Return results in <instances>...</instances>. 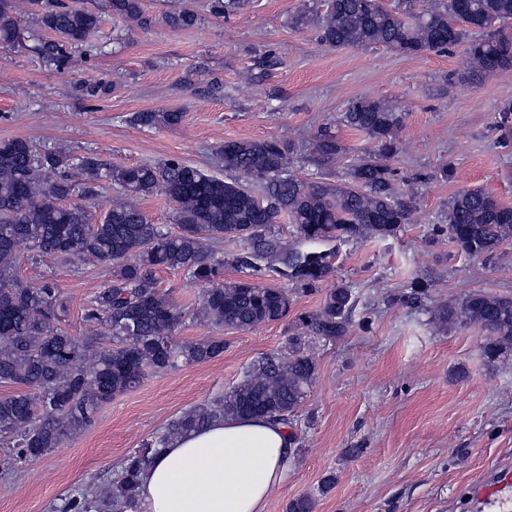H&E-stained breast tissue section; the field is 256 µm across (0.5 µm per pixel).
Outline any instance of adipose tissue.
<instances>
[{"label": "adipose tissue", "instance_id": "1", "mask_svg": "<svg viewBox=\"0 0 512 512\" xmlns=\"http://www.w3.org/2000/svg\"><path fill=\"white\" fill-rule=\"evenodd\" d=\"M293 454L286 425L228 416L162 448L141 475L139 497L146 512H264Z\"/></svg>", "mask_w": 512, "mask_h": 512}]
</instances>
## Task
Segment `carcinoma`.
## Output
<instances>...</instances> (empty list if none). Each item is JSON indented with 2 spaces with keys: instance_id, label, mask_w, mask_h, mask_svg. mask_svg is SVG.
I'll return each mask as SVG.
<instances>
[{
  "instance_id": "1",
  "label": "carcinoma",
  "mask_w": 512,
  "mask_h": 512,
  "mask_svg": "<svg viewBox=\"0 0 512 512\" xmlns=\"http://www.w3.org/2000/svg\"><path fill=\"white\" fill-rule=\"evenodd\" d=\"M20 0H0V47L22 44ZM39 23L51 36L36 47L49 68L75 64V48L101 23L98 13L65 0H31ZM246 0H211L210 12L227 17ZM112 15L140 22L142 0H110ZM295 29L314 28L320 42L336 48L381 45L401 55H423L463 48L469 72L484 76L512 71V0H405L402 10L381 0H327L293 16ZM406 113L388 100L356 98L343 113L346 126L365 134L374 150L352 164L344 179L306 182L290 170L291 149L279 140H233L219 154L222 180L178 160L103 171L93 155L75 156L29 141H0V383L22 391L0 397V438L12 443V456L0 465L38 459L62 439L81 431L97 409L140 383L146 371L173 367L178 358L204 363L224 352V340L174 343L185 312L158 287L159 268L185 270L205 285L196 318L241 331L288 315V290L251 279H224V262L211 243L235 239L243 251L234 264L255 273L266 261L296 289L311 292L333 275L334 250L323 243L386 238L410 223L416 209L411 191L393 185L390 160L401 150L398 133ZM177 112H135L141 127L176 125ZM501 140H512V102L501 107ZM315 160L328 165L341 152L329 128L311 142ZM102 177L118 184L125 201L97 221L87 208L69 202L76 188ZM162 192L175 204L179 231L148 222L137 201ZM285 219L293 243L274 230ZM462 253L490 256L512 242V207L481 188H463L448 201V224L439 229ZM25 246L44 254L95 260L112 269L109 285L83 308L88 335L77 338L60 327L70 305L53 285L23 287L15 274L16 254ZM355 300L341 281L327 289L322 306L298 317L300 331L288 337V350L253 364L243 380L212 403L174 418L164 433L143 441L124 458L117 480L70 494L54 512L135 509L140 474L156 448L226 416H266L288 424L317 374L307 348L313 337L335 341L352 326ZM437 320L450 327L474 326L487 333L484 356L495 361L512 354V297L481 292L443 304Z\"/></svg>"
}]
</instances>
